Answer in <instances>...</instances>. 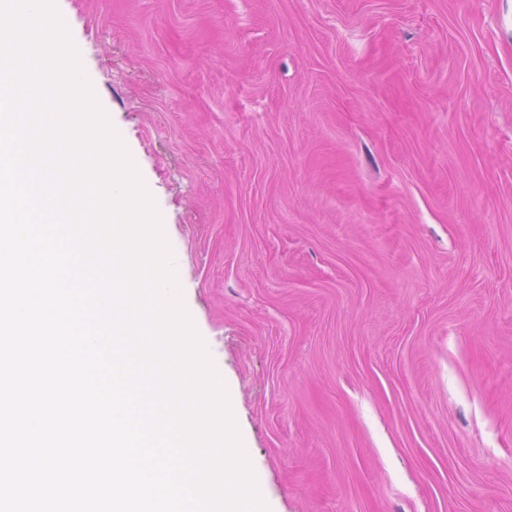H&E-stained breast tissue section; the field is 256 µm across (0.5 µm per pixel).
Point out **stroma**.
Returning <instances> with one entry per match:
<instances>
[{"mask_svg":"<svg viewBox=\"0 0 512 512\" xmlns=\"http://www.w3.org/2000/svg\"><path fill=\"white\" fill-rule=\"evenodd\" d=\"M274 512H512V0H55Z\"/></svg>","mask_w":512,"mask_h":512,"instance_id":"obj_1","label":"stroma"}]
</instances>
